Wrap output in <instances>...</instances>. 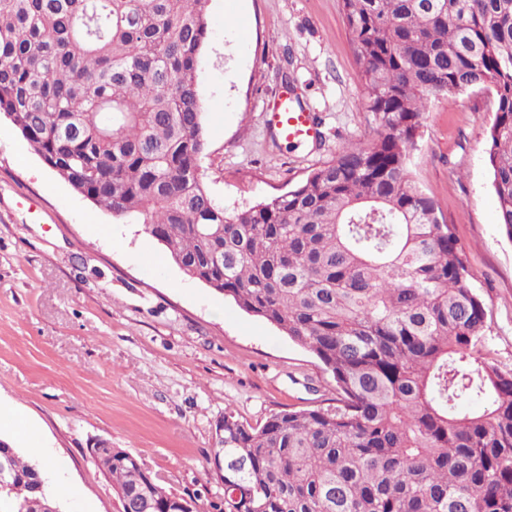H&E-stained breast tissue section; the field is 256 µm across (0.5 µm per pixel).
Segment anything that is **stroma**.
I'll list each match as a JSON object with an SVG mask.
<instances>
[{
	"label": "stroma",
	"instance_id": "obj_1",
	"mask_svg": "<svg viewBox=\"0 0 512 512\" xmlns=\"http://www.w3.org/2000/svg\"><path fill=\"white\" fill-rule=\"evenodd\" d=\"M198 68L200 172L227 209L286 192L375 126L341 0H210ZM293 91L321 136L289 143L267 104ZM492 95L432 99L412 177L455 235L487 310L490 361L512 371V240L485 162ZM319 359L265 320L189 279L145 235L75 193L0 114V408L40 441L23 454L81 494L64 512H119L89 443L126 449L193 512H217L215 425L326 406Z\"/></svg>",
	"mask_w": 512,
	"mask_h": 512
}]
</instances>
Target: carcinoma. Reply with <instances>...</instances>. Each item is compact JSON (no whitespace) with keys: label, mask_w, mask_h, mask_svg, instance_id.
<instances>
[{"label":"carcinoma","mask_w":512,"mask_h":512,"mask_svg":"<svg viewBox=\"0 0 512 512\" xmlns=\"http://www.w3.org/2000/svg\"><path fill=\"white\" fill-rule=\"evenodd\" d=\"M208 3L0 0V112L73 191L331 373L333 405L224 414V512H512V373L482 356L486 307L410 173L431 99L494 92L486 164L512 240V0H342L374 136L232 212L198 165ZM0 457V512L58 507L40 465L5 439ZM97 462L120 512L172 508L130 452Z\"/></svg>","instance_id":"carcinoma-1"}]
</instances>
